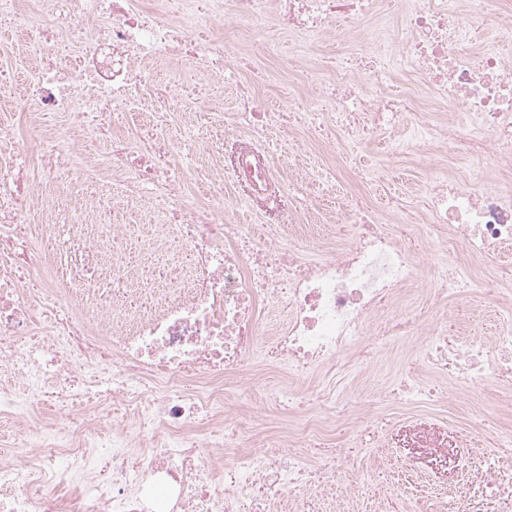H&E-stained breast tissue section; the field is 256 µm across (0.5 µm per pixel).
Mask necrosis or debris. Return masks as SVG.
<instances>
[{"mask_svg":"<svg viewBox=\"0 0 512 512\" xmlns=\"http://www.w3.org/2000/svg\"><path fill=\"white\" fill-rule=\"evenodd\" d=\"M378 14L379 0H0V27L25 48L0 52L12 110L0 127V416L23 422L10 446L26 464L0 466V512H309L323 488L352 487L339 459L370 432L366 414L462 402L468 427L512 459V436L466 401L488 380L512 384V61L499 49L512 0H414L396 35L414 92L383 66L353 67L385 37ZM202 19L213 31L198 34ZM343 19L351 51L302 69L334 96L285 94L288 124L264 141L278 115L217 23L245 40L272 25L314 37ZM476 28L487 38L475 53ZM152 59L234 85L223 127L189 124L201 100ZM407 117L396 154L426 166L436 151L466 177L431 180L412 202L356 190L327 230L273 169L306 153L335 195L342 170L297 131L347 153ZM203 148L226 165L196 169L208 199L191 205L184 170ZM81 185L95 191L72 219L50 206L32 224L34 195ZM240 188L264 223H225ZM474 293L499 312L493 333L460 337L410 308ZM396 351L431 379L371 388ZM117 406L123 419L103 425Z\"/></svg>","mask_w":512,"mask_h":512,"instance_id":"necrosis-or-debris-1","label":"necrosis or debris"}]
</instances>
